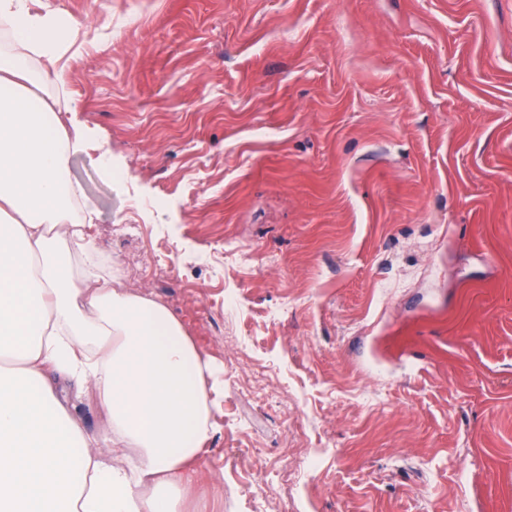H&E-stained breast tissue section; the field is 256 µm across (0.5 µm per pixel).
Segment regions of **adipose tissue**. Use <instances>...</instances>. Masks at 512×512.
I'll return each mask as SVG.
<instances>
[{
  "instance_id": "adipose-tissue-1",
  "label": "adipose tissue",
  "mask_w": 512,
  "mask_h": 512,
  "mask_svg": "<svg viewBox=\"0 0 512 512\" xmlns=\"http://www.w3.org/2000/svg\"><path fill=\"white\" fill-rule=\"evenodd\" d=\"M31 0H0V512H186L220 425L224 384L160 301L72 273L97 251L71 207L66 161L81 139L56 128L33 89L65 84L58 61L78 24ZM94 393L109 418L83 433L54 380Z\"/></svg>"
}]
</instances>
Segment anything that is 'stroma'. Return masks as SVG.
Returning <instances> with one entry per match:
<instances>
[{"instance_id":"35a3bbf8","label":"stroma","mask_w":512,"mask_h":512,"mask_svg":"<svg viewBox=\"0 0 512 512\" xmlns=\"http://www.w3.org/2000/svg\"><path fill=\"white\" fill-rule=\"evenodd\" d=\"M37 2L100 261L223 372L198 512H512V0Z\"/></svg>"}]
</instances>
